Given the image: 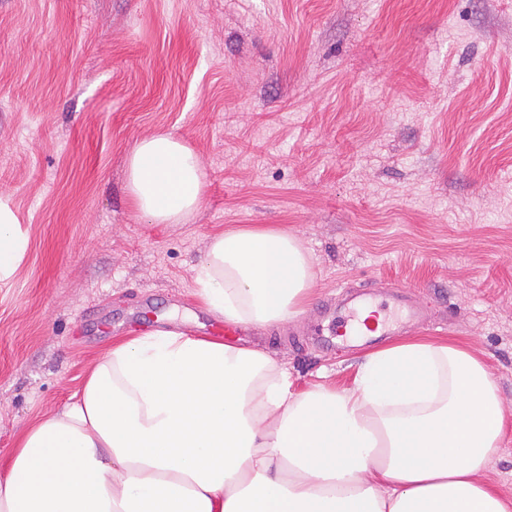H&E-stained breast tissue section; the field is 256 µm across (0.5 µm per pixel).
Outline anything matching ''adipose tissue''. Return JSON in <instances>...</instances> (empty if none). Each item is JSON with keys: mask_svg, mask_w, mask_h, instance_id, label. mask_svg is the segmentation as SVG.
<instances>
[{"mask_svg": "<svg viewBox=\"0 0 512 512\" xmlns=\"http://www.w3.org/2000/svg\"><path fill=\"white\" fill-rule=\"evenodd\" d=\"M205 186L173 133L127 156L149 223H184ZM26 251L0 203V281ZM311 281L296 236L239 228L209 238L195 295L217 319L266 328L303 313ZM504 425L493 379L460 342L395 340L350 383L299 392L263 349L159 330L112 346L70 404L0 456V512H512L482 479Z\"/></svg>", "mask_w": 512, "mask_h": 512, "instance_id": "obj_1", "label": "adipose tissue"}]
</instances>
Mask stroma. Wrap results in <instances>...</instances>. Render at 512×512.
Listing matches in <instances>:
<instances>
[{
  "mask_svg": "<svg viewBox=\"0 0 512 512\" xmlns=\"http://www.w3.org/2000/svg\"><path fill=\"white\" fill-rule=\"evenodd\" d=\"M161 131L205 173L182 224L126 190ZM0 199L28 238L0 282V455L143 323L209 336L208 239L261 225L302 240L312 291L239 344L304 390L396 336L466 343L507 416L482 478L512 497V0H0ZM359 292L389 334L336 336Z\"/></svg>",
  "mask_w": 512,
  "mask_h": 512,
  "instance_id": "obj_1",
  "label": "stroma"
}]
</instances>
